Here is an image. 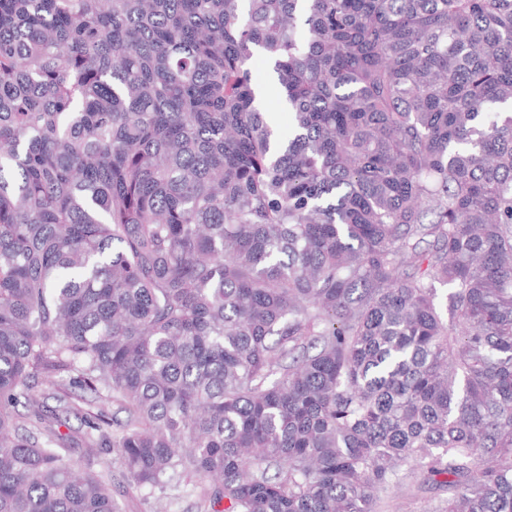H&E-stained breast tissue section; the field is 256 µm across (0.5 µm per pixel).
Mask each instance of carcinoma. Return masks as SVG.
<instances>
[{"label": "carcinoma", "mask_w": 512, "mask_h": 512, "mask_svg": "<svg viewBox=\"0 0 512 512\" xmlns=\"http://www.w3.org/2000/svg\"><path fill=\"white\" fill-rule=\"evenodd\" d=\"M109 452L512 512V0H0V512H124Z\"/></svg>", "instance_id": "1"}]
</instances>
